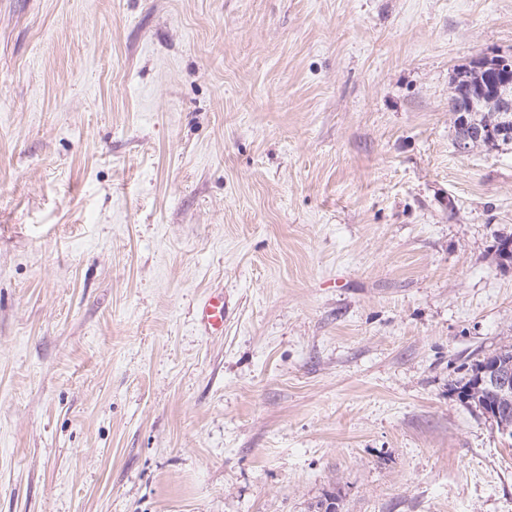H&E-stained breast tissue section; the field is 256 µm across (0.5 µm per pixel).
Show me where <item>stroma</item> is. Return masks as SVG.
<instances>
[{
  "label": "stroma",
  "mask_w": 512,
  "mask_h": 512,
  "mask_svg": "<svg viewBox=\"0 0 512 512\" xmlns=\"http://www.w3.org/2000/svg\"><path fill=\"white\" fill-rule=\"evenodd\" d=\"M493 54L512 0H0V512H512L449 389L512 336ZM481 60L476 61L469 69L457 73L454 79L451 111L460 106L465 112L454 113L455 118L461 112L467 118V127L458 126L454 121L457 144L461 137H469L472 147L480 145L494 149L512 144V56H495L491 67L497 76L496 82L490 84L491 94L484 79L490 69L483 71L480 67ZM491 95L497 102L498 112ZM478 128L483 132H478V136L482 134L480 139L468 135L470 129H473L471 135H474ZM227 308L223 289L213 290L202 302L198 310V322L208 334H216L224 330V317Z\"/></svg>",
  "instance_id": "1"
}]
</instances>
